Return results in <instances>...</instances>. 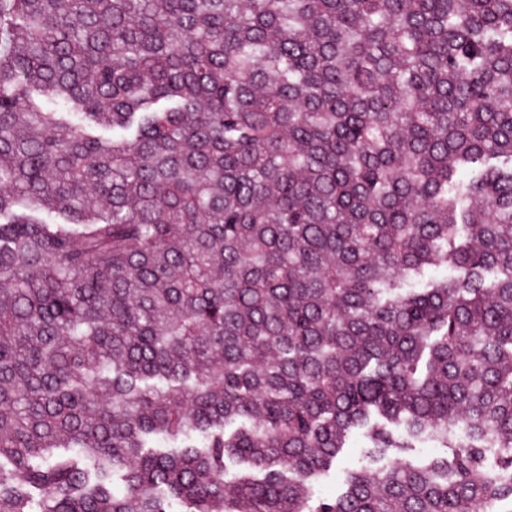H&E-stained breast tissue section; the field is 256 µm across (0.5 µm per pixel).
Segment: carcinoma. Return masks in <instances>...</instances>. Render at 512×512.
I'll return each instance as SVG.
<instances>
[{"label":"carcinoma","mask_w":512,"mask_h":512,"mask_svg":"<svg viewBox=\"0 0 512 512\" xmlns=\"http://www.w3.org/2000/svg\"><path fill=\"white\" fill-rule=\"evenodd\" d=\"M487 506L512 0H0V512ZM363 445L364 444L361 439L353 440L351 443V448H345L341 465H350L357 468L360 467L371 470L377 468L378 466L392 463L395 460L394 457L390 455L383 462H378L376 459L367 456Z\"/></svg>","instance_id":"obj_1"}]
</instances>
